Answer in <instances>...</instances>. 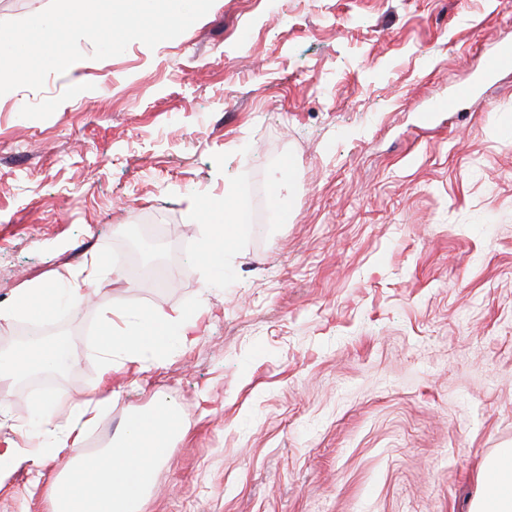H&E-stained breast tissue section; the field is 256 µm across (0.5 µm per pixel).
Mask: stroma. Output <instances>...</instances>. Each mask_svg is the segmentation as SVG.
<instances>
[{
  "mask_svg": "<svg viewBox=\"0 0 512 512\" xmlns=\"http://www.w3.org/2000/svg\"><path fill=\"white\" fill-rule=\"evenodd\" d=\"M506 39L512 0H215L155 48L84 40L0 95V306L95 263L105 280L58 394L98 383L113 304L206 312L163 366L111 380L86 436L92 456L155 402L179 411L148 512H471L512 448V71L432 105ZM251 183L290 217L216 276L199 245ZM148 217L163 288L119 259ZM35 403L0 397L1 439ZM63 466L15 462L0 512H48Z\"/></svg>",
  "mask_w": 512,
  "mask_h": 512,
  "instance_id": "obj_1",
  "label": "stroma"
}]
</instances>
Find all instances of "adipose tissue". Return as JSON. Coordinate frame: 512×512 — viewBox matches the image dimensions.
Segmentation results:
<instances>
[{
    "mask_svg": "<svg viewBox=\"0 0 512 512\" xmlns=\"http://www.w3.org/2000/svg\"><path fill=\"white\" fill-rule=\"evenodd\" d=\"M98 276L93 269L83 278H72L63 288L39 285L26 289L10 307L0 308V319L32 315L39 301L81 305ZM147 325L172 350L191 343L196 329L195 320L177 310H157L144 320L125 308L113 307L101 324L97 343L103 377H111L125 362L161 361V354L143 334ZM111 402V394L99 386L77 398L38 401L24 445L36 449L42 459L66 462L46 489L48 512H145L155 470L169 456L174 438L185 435L188 427L174 410L160 403L140 421L124 425L119 446L87 456L83 452L85 431ZM61 412L67 416L65 423H53V416ZM488 467L490 476L474 512H512V448L501 449Z\"/></svg>",
    "mask_w": 512,
    "mask_h": 512,
    "instance_id": "adipose-tissue-1",
    "label": "adipose tissue"
}]
</instances>
